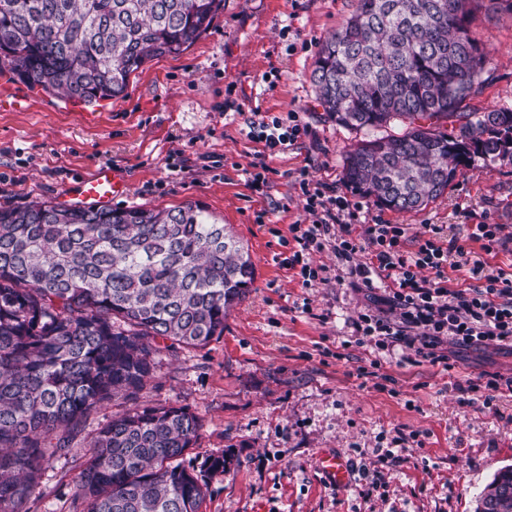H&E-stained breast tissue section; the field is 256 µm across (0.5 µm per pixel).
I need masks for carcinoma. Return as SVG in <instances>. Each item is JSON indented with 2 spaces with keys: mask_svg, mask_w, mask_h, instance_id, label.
<instances>
[{
  "mask_svg": "<svg viewBox=\"0 0 512 512\" xmlns=\"http://www.w3.org/2000/svg\"><path fill=\"white\" fill-rule=\"evenodd\" d=\"M224 0H0V68L80 103L125 95L145 63L177 56ZM474 0H357L311 73L325 117L400 136L363 140L348 187L398 212L441 196L479 156L512 161V110L467 111L490 58ZM448 122V132L439 123ZM255 263L196 203L165 209L47 201L0 206V512H22L89 416L154 377L152 343L200 348L254 283ZM184 406H135L91 438L74 480L82 512H198L207 487L179 462L199 438ZM476 509L512 512V466Z\"/></svg>",
  "mask_w": 512,
  "mask_h": 512,
  "instance_id": "cac0c4a2",
  "label": "carcinoma"
}]
</instances>
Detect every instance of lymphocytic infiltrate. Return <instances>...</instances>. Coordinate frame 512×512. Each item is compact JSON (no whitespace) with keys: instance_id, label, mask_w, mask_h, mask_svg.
<instances>
[{"instance_id":"f902f5d3","label":"lymphocytic infiltrate","mask_w":512,"mask_h":512,"mask_svg":"<svg viewBox=\"0 0 512 512\" xmlns=\"http://www.w3.org/2000/svg\"><path fill=\"white\" fill-rule=\"evenodd\" d=\"M245 125L248 138L272 153L288 150L309 132L297 109L283 120L254 107ZM299 187L303 209L313 220L290 225L296 248L281 265L297 271L309 288L327 271L311 266L310 253L328 249L335 254L352 286L366 289L373 305L354 322L359 344L381 351L400 346L445 372L452 369L446 345L512 349V271L477 259L469 269L472 283L449 287V257L467 254L458 238H443L441 227L432 224L428 237L409 251L407 225L379 219L362 224V202L309 171H301Z\"/></svg>"}]
</instances>
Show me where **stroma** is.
Instances as JSON below:
<instances>
[{
    "instance_id": "obj_1",
    "label": "stroma",
    "mask_w": 512,
    "mask_h": 512,
    "mask_svg": "<svg viewBox=\"0 0 512 512\" xmlns=\"http://www.w3.org/2000/svg\"><path fill=\"white\" fill-rule=\"evenodd\" d=\"M355 6L224 0L188 50L147 62L131 76L126 96L94 105L0 73V89L22 103L0 108V206H73L72 190L106 164L121 185L113 206L201 203L248 245L256 264L254 285L230 311L223 336L177 352L156 340L154 378L136 399H112L90 416L71 452L50 461L26 512H72L86 436L135 404L185 406L199 417L200 436L184 465L224 458L223 472L203 471L208 492L199 512H475L483 487L512 465V393L496 394L488 408L467 406L454 386L482 372L511 377V353L459 356L448 375L426 363L386 362L382 371L395 383L380 389L354 375L370 363L364 348L350 347L342 361L328 354L352 338L364 291L334 276L303 287L278 261L279 233L312 220L299 198L301 169L344 186L343 156L368 136L327 121L311 81L320 42ZM471 29L489 54L491 76L468 100L469 110L512 109V10H474ZM254 105L280 118L304 107L312 130L288 153L267 158L274 173L260 193L249 187L246 170L262 146L247 139L242 116ZM370 213L408 225L410 251L426 225L438 224L479 252L466 236L488 219L501 225L506 244L487 261L512 267L510 161L474 157L425 209L398 213L374 204ZM400 431L419 433L422 444L390 469L381 494L362 498L359 478L335 486L317 469L320 454L332 452L374 470L381 440Z\"/></svg>"
}]
</instances>
